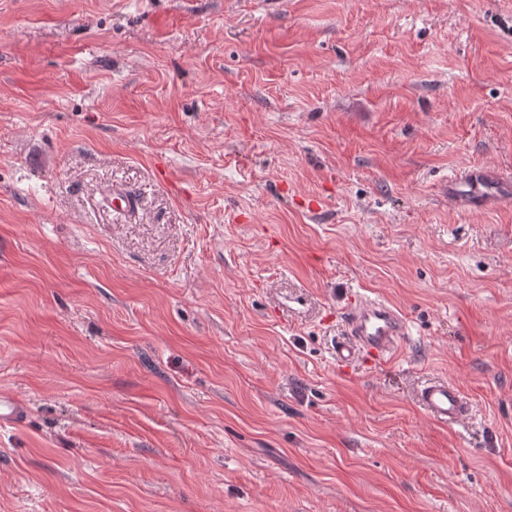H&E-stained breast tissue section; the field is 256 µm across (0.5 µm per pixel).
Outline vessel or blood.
<instances>
[{
	"label": "vessel or blood",
	"mask_w": 512,
	"mask_h": 512,
	"mask_svg": "<svg viewBox=\"0 0 512 512\" xmlns=\"http://www.w3.org/2000/svg\"><path fill=\"white\" fill-rule=\"evenodd\" d=\"M497 184L492 169L469 168L445 183L442 196L449 203L464 201L477 209L488 204L496 193ZM344 321L345 336L334 347L336 361L340 364H349L363 357L386 360L409 334L405 315L377 299L352 301L344 311ZM419 399L433 418L446 423L463 420L469 414L465 398L445 381L424 385L419 391Z\"/></svg>",
	"instance_id": "b4317fda"
}]
</instances>
